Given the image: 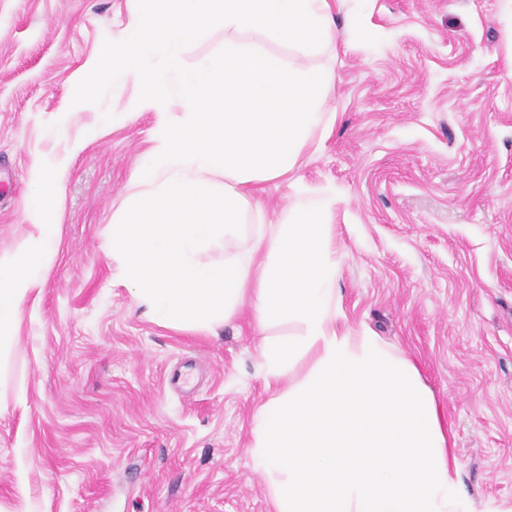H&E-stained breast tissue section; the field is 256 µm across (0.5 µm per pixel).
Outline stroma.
I'll return each mask as SVG.
<instances>
[{
  "label": "stroma",
  "instance_id": "obj_1",
  "mask_svg": "<svg viewBox=\"0 0 512 512\" xmlns=\"http://www.w3.org/2000/svg\"><path fill=\"white\" fill-rule=\"evenodd\" d=\"M128 17V0H0V255L38 234L35 172L68 161L0 388V512H273L249 454L268 398L257 345L297 326L261 327L248 303L210 332L158 325L109 251L158 122L135 79L101 76ZM334 18L316 62L336 119L295 175L260 184L244 222L335 194L343 315L416 362L475 512L512 507V11L346 0ZM84 76L99 91L81 100ZM187 361V390L170 387Z\"/></svg>",
  "mask_w": 512,
  "mask_h": 512
}]
</instances>
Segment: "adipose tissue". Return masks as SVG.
<instances>
[{
    "instance_id": "obj_1",
    "label": "adipose tissue",
    "mask_w": 512,
    "mask_h": 512,
    "mask_svg": "<svg viewBox=\"0 0 512 512\" xmlns=\"http://www.w3.org/2000/svg\"><path fill=\"white\" fill-rule=\"evenodd\" d=\"M129 5L109 75L135 78L139 107L162 117L112 224V256L159 325L207 331L248 298L260 324L298 323L299 334L258 345L270 396L255 415L250 453L274 512H471L436 398L414 361L339 322L329 196L302 198L277 223L256 225L253 248L266 255L257 274L246 259L219 267L200 259L242 233L252 186L293 172L335 121L323 108L330 71L302 59L333 47L342 0ZM206 28L223 30V55L187 65L188 44ZM249 32L287 51L288 61L241 43ZM175 97L182 111L171 119L164 112ZM65 169L60 162L35 173L26 216L40 235L0 255V376L12 364L26 294L49 262Z\"/></svg>"
}]
</instances>
